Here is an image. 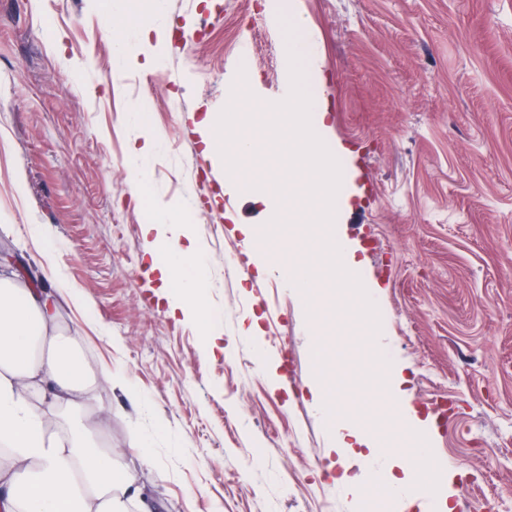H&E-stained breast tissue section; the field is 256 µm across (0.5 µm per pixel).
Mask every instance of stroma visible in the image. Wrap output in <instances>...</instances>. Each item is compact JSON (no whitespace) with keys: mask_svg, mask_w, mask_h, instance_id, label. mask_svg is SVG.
I'll return each mask as SVG.
<instances>
[{"mask_svg":"<svg viewBox=\"0 0 512 512\" xmlns=\"http://www.w3.org/2000/svg\"><path fill=\"white\" fill-rule=\"evenodd\" d=\"M311 38L308 83L342 170L334 227L380 289V333L451 477L455 512H512V0H162L161 66L121 61L112 0H0V246L58 298L57 332L76 337L92 387L75 411L32 402L60 433L107 417L99 450L119 454L153 512H350L309 389V329L326 326V397L368 404L385 372L353 315L315 313L276 275L237 264L235 224H264L249 182L282 175L265 155L226 195L195 116L220 113L239 69L262 103L288 81L284 15ZM150 98L158 144L130 199L127 153ZM177 209L205 253L203 314L173 317L141 227ZM262 314L261 341L241 335ZM280 360L279 390L258 366ZM113 381H105L104 371Z\"/></svg>","mask_w":512,"mask_h":512,"instance_id":"obj_1","label":"stroma"}]
</instances>
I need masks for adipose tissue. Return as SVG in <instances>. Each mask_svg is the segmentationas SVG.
<instances>
[{"label": "adipose tissue", "instance_id": "1", "mask_svg": "<svg viewBox=\"0 0 512 512\" xmlns=\"http://www.w3.org/2000/svg\"><path fill=\"white\" fill-rule=\"evenodd\" d=\"M157 0H127L125 11L137 25V40L125 28L114 30L121 57L138 51L141 43L160 35ZM146 253L164 287L169 288L170 313H195L209 278L200 247L187 229L177 226L169 209L157 210L145 224ZM54 304L37 288H22L0 279V445L9 450L0 464V512H124L129 497L138 496L131 475H119L111 453L99 451L73 434L49 433L42 415L25 398L26 392L48 388L54 403L79 404L88 390L73 337L52 336L48 329ZM318 408L334 424L331 446L338 456L356 455L361 474L341 465L335 481L360 502L366 483L384 494L408 496L421 480L417 470L396 475L400 459L424 457L427 443L394 449L390 434L362 424L361 406L319 401Z\"/></svg>", "mask_w": 512, "mask_h": 512}]
</instances>
